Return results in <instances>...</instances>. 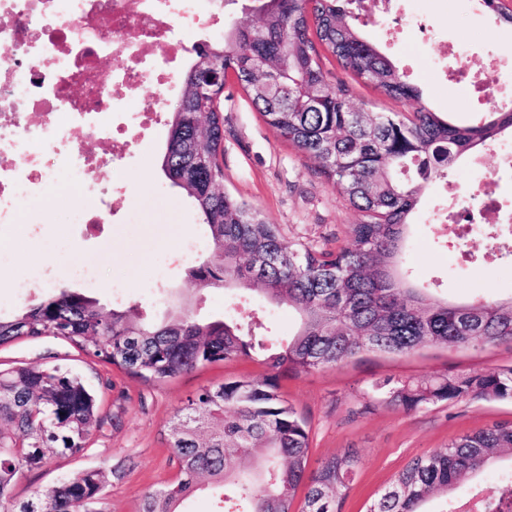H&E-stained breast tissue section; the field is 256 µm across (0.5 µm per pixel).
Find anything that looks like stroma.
Wrapping results in <instances>:
<instances>
[{"instance_id":"35a3bbf8","label":"stroma","mask_w":512,"mask_h":512,"mask_svg":"<svg viewBox=\"0 0 512 512\" xmlns=\"http://www.w3.org/2000/svg\"><path fill=\"white\" fill-rule=\"evenodd\" d=\"M396 13L366 12L355 25L417 86L436 112L461 122L491 111L495 103L469 99L452 80L439 79L435 67L456 70L465 53L470 72L495 62L502 99L512 98V30L498 26L483 0H398ZM328 84L352 82L354 108L361 112H399L402 104L374 87L353 83L334 58L324 60ZM222 163L224 189L245 201L285 242L333 249L351 245L349 224L357 214L320 172L318 162L282 141L265 124L236 84L224 88ZM169 126L160 122L141 148L130 149L115 172L108 223L88 228L74 223L85 202L76 188L59 184L36 203L23 204L19 223L0 230V315L62 288L94 297L105 307L135 309L147 321L182 306L207 318L224 312L229 293L198 286L190 268L209 256V232L186 192L162 169ZM478 208L473 198L449 201L443 182L424 193L408 228V264L415 281L431 285L455 301L512 296V257L491 255L482 232L465 240L450 236L437 215L446 203ZM42 223H31L32 214ZM96 267V279L65 276L64 268ZM38 286L25 287L32 272ZM251 309L264 314L269 333L286 339L298 328L296 315L272 305L260 293L243 291ZM262 353L246 359L207 364L170 381L148 385L111 365L85 357L55 336L19 340L0 348V369L16 365H62L77 373L97 394L102 421L78 456H53L39 469H26L12 489L21 504L84 469L110 477L103 512H138L142 498L178 475L166 434L174 413L199 389L242 377L266 374ZM512 366L508 342L480 350L427 346L402 355L367 352L323 370L284 374L280 392L310 433V465L347 449L359 464L342 503V512H368L378 493L414 458L427 455L463 434L494 423L512 422V400H461L409 410L374 392L375 382L425 375L494 372Z\"/></svg>"}]
</instances>
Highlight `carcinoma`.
I'll return each mask as SVG.
<instances>
[{"mask_svg": "<svg viewBox=\"0 0 512 512\" xmlns=\"http://www.w3.org/2000/svg\"><path fill=\"white\" fill-rule=\"evenodd\" d=\"M257 23L230 27L224 40L196 54L202 65L224 62L266 124L321 172L358 212L349 225L352 246L317 250L285 245L245 202L223 190L216 133L221 100H201L196 76H183L181 97L167 105L169 133L162 167L193 200L210 231L212 253L191 273L203 287L239 285L271 303L288 305L300 326L285 345L266 347L269 336L254 316L198 319L170 309L144 322L133 310L106 312L81 292L62 289L0 318V347L19 339L59 336L85 355L145 383L176 378L204 364L265 353L267 376L207 387L179 409L168 445L178 479L148 493L139 512H181L201 478L223 489L216 512H292L304 488L301 512H341L343 491L358 458L346 450L309 466L305 423L278 392L285 372L335 366L361 352L406 354L434 345L484 349L512 341V297L450 302L414 288L402 270L405 233L425 186L446 179L463 156L501 144L512 134V107L482 112L457 123L422 102L420 91L392 60L350 23L352 0H252ZM499 26L512 28V12L483 0ZM385 96L417 103L413 115L359 112L351 88L325 81L323 57ZM374 391L409 410L465 398H512V369L497 373L429 376L378 382ZM100 422L95 392L59 366L0 370V507L5 512H80L99 502L101 470H81L34 499L11 505L19 473L50 455L86 450ZM512 459V423H495L459 436L448 446L413 459L382 490L367 512H421L492 465ZM481 512H512V477L501 473Z\"/></svg>", "mask_w": 512, "mask_h": 512, "instance_id": "1", "label": "carcinoma"}]
</instances>
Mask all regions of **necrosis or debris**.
Returning <instances> with one entry per match:
<instances>
[{
  "mask_svg": "<svg viewBox=\"0 0 512 512\" xmlns=\"http://www.w3.org/2000/svg\"><path fill=\"white\" fill-rule=\"evenodd\" d=\"M219 21L217 0H0V226L62 181L100 223L116 158L86 141L135 144L177 82L185 31Z\"/></svg>",
  "mask_w": 512,
  "mask_h": 512,
  "instance_id": "1",
  "label": "necrosis or debris"
}]
</instances>
